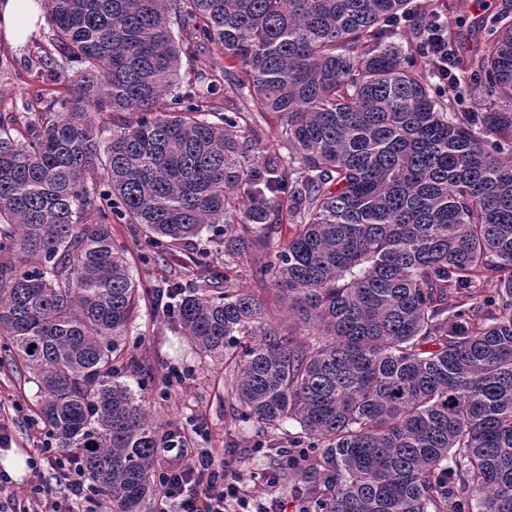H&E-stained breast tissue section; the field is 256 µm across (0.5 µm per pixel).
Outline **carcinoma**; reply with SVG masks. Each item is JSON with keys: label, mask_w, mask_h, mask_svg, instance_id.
Here are the masks:
<instances>
[{"label": "carcinoma", "mask_w": 512, "mask_h": 512, "mask_svg": "<svg viewBox=\"0 0 512 512\" xmlns=\"http://www.w3.org/2000/svg\"><path fill=\"white\" fill-rule=\"evenodd\" d=\"M41 4L80 71L21 136L0 114V338L111 512H148L166 437L120 381L144 290L114 216L151 248L223 235L224 271L194 258L203 284L170 283L166 313L278 436L301 512H512V21L470 112L394 41L410 0ZM183 54L239 74L203 62L181 96ZM224 87L284 117L287 156L247 160L258 129ZM103 112L137 118L102 145ZM257 247L286 326L236 287Z\"/></svg>", "instance_id": "cac0c4a2"}]
</instances>
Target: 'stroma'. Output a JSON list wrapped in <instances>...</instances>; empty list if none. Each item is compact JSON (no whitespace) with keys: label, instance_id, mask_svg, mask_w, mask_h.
<instances>
[{"label":"stroma","instance_id":"1","mask_svg":"<svg viewBox=\"0 0 512 512\" xmlns=\"http://www.w3.org/2000/svg\"><path fill=\"white\" fill-rule=\"evenodd\" d=\"M467 13H459L457 0H417L421 11H438L448 21V31L464 43L465 55L481 52L491 37L489 22L498 16L512 17V0H468ZM51 28L42 23L20 45L0 38V113L18 115L45 107L51 97L63 93L65 81L73 77L76 67L62 62L59 81L52 82L38 64L39 56L52 51ZM115 243L123 245L131 270L150 288L164 287L172 279L191 280L190 259L198 250L217 252V244L200 238L170 246L165 259L143 262L139 242L132 225L113 219L110 226ZM134 346L142 371L128 383L137 399L149 406L159 423L176 426L193 422L201 425L202 434L195 440L199 448H220L226 459L236 462L243 476H256L254 491L259 498L289 499L287 486L271 487L262 477L270 468L266 452L257 445L268 435L258 425L239 422L238 405L224 390L223 364L205 359L181 329L168 320L153 298L141 302L139 314L128 337ZM184 369L186 378L169 383L170 367ZM37 388L23 375L0 365V404L9 413L12 442L0 447V461L10 450H20L29 459L39 460L41 429L33 425Z\"/></svg>","mask_w":512,"mask_h":512}]
</instances>
